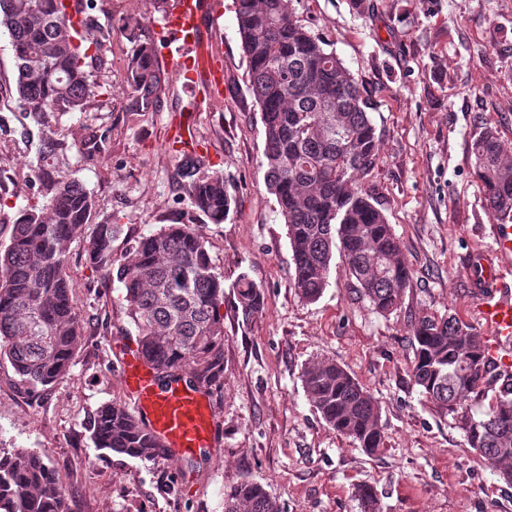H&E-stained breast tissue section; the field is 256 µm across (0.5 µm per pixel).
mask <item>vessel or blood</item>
<instances>
[{
	"instance_id": "obj_1",
	"label": "vessel or blood",
	"mask_w": 512,
	"mask_h": 512,
	"mask_svg": "<svg viewBox=\"0 0 512 512\" xmlns=\"http://www.w3.org/2000/svg\"><path fill=\"white\" fill-rule=\"evenodd\" d=\"M211 0H171L166 39L178 55L174 68L197 95L188 111H203L222 94L224 73L209 53L205 22H216ZM491 223L481 230L486 248L473 253L464 269L477 301L476 323L485 332L484 359L492 366L512 368V205L492 210ZM121 377L132 394L145 427L163 449L192 454L214 442L213 409L203 391L186 383L159 385L144 360L135 353L123 361Z\"/></svg>"
}]
</instances>
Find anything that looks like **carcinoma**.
I'll use <instances>...</instances> for the list:
<instances>
[{"instance_id": "1", "label": "carcinoma", "mask_w": 512, "mask_h": 512, "mask_svg": "<svg viewBox=\"0 0 512 512\" xmlns=\"http://www.w3.org/2000/svg\"><path fill=\"white\" fill-rule=\"evenodd\" d=\"M62 0H0V29L14 51L15 91L23 117L41 131L36 170L42 205L19 210L9 243L0 246V359L9 361L28 392L68 377L86 324L71 296L65 246L84 236L87 262L122 285L137 353L156 373L185 371L207 387L224 382V279L215 273L205 241L190 224H170L112 256L119 225L104 219L89 235L95 197L68 170L67 152L99 157L106 136L97 130L72 147L60 138L57 116L84 112L105 86L91 80L82 46L101 49L112 38L87 5L83 30L67 19ZM236 24L247 61L248 89L265 128V183L275 195L292 251V282L313 302L329 284L340 257L372 308L398 307L412 277L402 245L381 204L364 186L377 163L371 103L335 52L293 18L287 0H237ZM125 80L134 112L159 107L169 77L155 41L134 26ZM475 174L487 207L512 202V159L495 131L471 143ZM200 155L181 158L179 170L193 206L212 223L228 216L232 198L224 177ZM237 308L249 322L263 315L264 291L242 272L234 281ZM414 383L437 407L456 414L480 458L512 483V372L492 373L483 340L452 315L427 317L412 328ZM493 378L491 399L478 414L457 406ZM303 389L325 423L368 454L384 445L379 405L343 367L307 363ZM95 447L152 459L155 439L127 409L102 405L90 422ZM363 512H380L374 490L360 486ZM0 512H72L50 457L39 451H0ZM224 512H281L263 484L244 479L224 491Z\"/></svg>"}]
</instances>
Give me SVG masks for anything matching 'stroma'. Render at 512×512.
I'll use <instances>...</instances> for the list:
<instances>
[{
    "instance_id": "1",
    "label": "stroma",
    "mask_w": 512,
    "mask_h": 512,
    "mask_svg": "<svg viewBox=\"0 0 512 512\" xmlns=\"http://www.w3.org/2000/svg\"><path fill=\"white\" fill-rule=\"evenodd\" d=\"M112 42L94 79L107 104L64 115L67 142L91 129L110 133L104 156L69 152L68 162L95 196L98 218L120 231L122 255L134 240L167 224H191L224 278V384L207 389L216 439L205 452L151 460L107 454L89 438L103 404L133 409L120 367L136 348L118 282H104L84 243L66 245L72 297L87 331L69 376L28 405L7 359H0V450L47 452L73 494V512H224V492L260 482L282 512H360L355 488L374 489L381 512H512L506 484L470 448L453 415L442 413L411 378V328L425 317L474 321L463 274L468 254L486 246L490 223L470 143L494 128L512 151V0H291L293 16L336 51L367 88L378 161L365 185L402 242L413 278L401 304L376 313L341 260L314 302L293 285L292 252L276 199L265 184V129L248 90L234 0H213L218 28L209 47L224 71V92L195 113L197 154L208 157L234 203L214 224L191 205L174 146L190 97L170 76L161 108L130 115L123 61L132 52L127 19L144 21L167 56L165 16L154 0H96ZM41 132L24 120L15 95L10 39L0 34V244L20 206L37 203L33 168ZM260 285L265 310L243 322L231 288L240 273ZM313 358L335 360L381 408L384 446L367 454L328 427L308 401L300 375Z\"/></svg>"
}]
</instances>
